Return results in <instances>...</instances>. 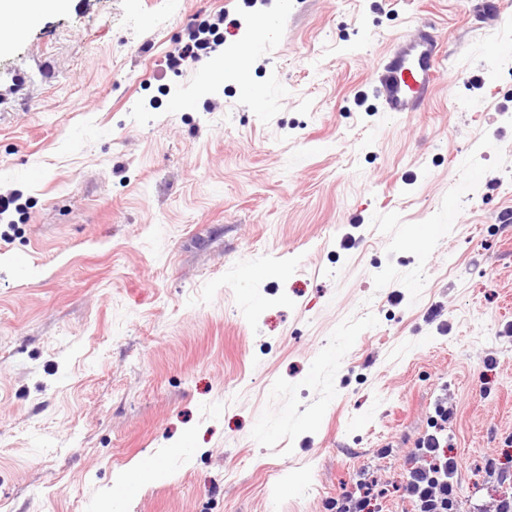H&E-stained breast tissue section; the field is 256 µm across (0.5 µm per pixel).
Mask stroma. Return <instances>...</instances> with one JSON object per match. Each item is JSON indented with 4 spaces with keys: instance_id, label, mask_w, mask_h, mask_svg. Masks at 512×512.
Returning a JSON list of instances; mask_svg holds the SVG:
<instances>
[{
    "instance_id": "obj_1",
    "label": "stroma",
    "mask_w": 512,
    "mask_h": 512,
    "mask_svg": "<svg viewBox=\"0 0 512 512\" xmlns=\"http://www.w3.org/2000/svg\"><path fill=\"white\" fill-rule=\"evenodd\" d=\"M475 2L63 0L0 43V86L27 72L0 102V512H96L140 460L170 476L115 512H336L366 482L405 512L441 401L457 510L493 512L512 0ZM219 17L242 77L167 67ZM423 20L434 91L381 111L371 76Z\"/></svg>"
}]
</instances>
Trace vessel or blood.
<instances>
[{
	"label": "vessel or blood",
	"instance_id": "obj_1",
	"mask_svg": "<svg viewBox=\"0 0 512 512\" xmlns=\"http://www.w3.org/2000/svg\"><path fill=\"white\" fill-rule=\"evenodd\" d=\"M440 62V46L425 27L399 38L371 78L382 110L419 111L439 78Z\"/></svg>",
	"mask_w": 512,
	"mask_h": 512
}]
</instances>
